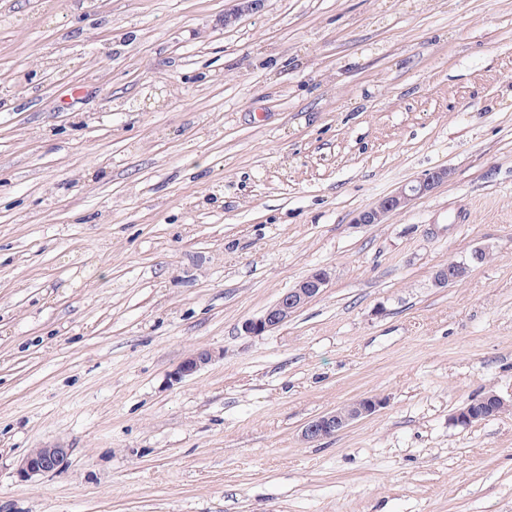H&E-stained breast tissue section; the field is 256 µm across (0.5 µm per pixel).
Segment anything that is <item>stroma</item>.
Listing matches in <instances>:
<instances>
[{
	"mask_svg": "<svg viewBox=\"0 0 512 512\" xmlns=\"http://www.w3.org/2000/svg\"><path fill=\"white\" fill-rule=\"evenodd\" d=\"M233 6L0 0V512H512V0ZM448 168H440L418 177L413 184L402 187L396 192L383 197L374 206L362 211L356 221L360 224H382L387 217L408 207L414 200L430 192L438 184L447 181ZM467 266L464 263L452 262L440 267L435 273V283L441 288H447L459 282L467 273ZM329 275L326 270H317L284 292L279 299L258 318L249 319L242 325L248 335L259 336L285 322L300 308L316 298L327 285ZM215 358L214 353L208 349L194 350L177 365L171 374V380L179 382L211 364ZM487 394L492 395L473 400L464 405L454 414L453 420L459 425L469 426L484 418L498 414L502 408H511V404L500 396L492 392L485 395ZM385 403V398L377 396L352 401L309 421L302 429L301 438L305 442H314L335 435L353 422L373 415ZM67 455V448L59 446L34 448L20 460L17 470L18 475L21 478L29 479L33 476L46 473V461H52L55 467H59L63 464Z\"/></svg>",
	"mask_w": 512,
	"mask_h": 512,
	"instance_id": "35a3bbf8",
	"label": "stroma"
}]
</instances>
